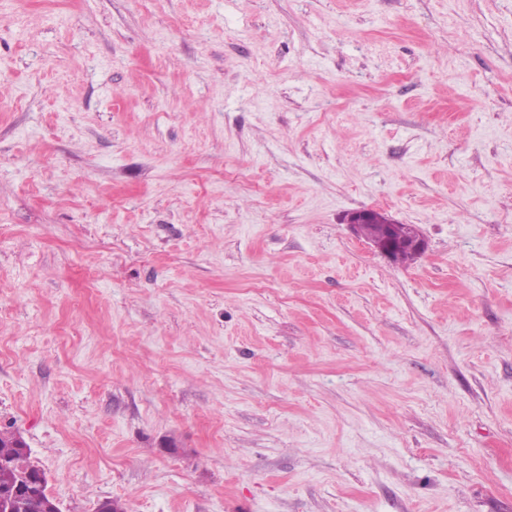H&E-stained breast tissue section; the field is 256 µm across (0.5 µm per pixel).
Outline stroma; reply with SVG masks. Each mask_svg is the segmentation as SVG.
Listing matches in <instances>:
<instances>
[{
    "instance_id": "obj_1",
    "label": "stroma",
    "mask_w": 512,
    "mask_h": 512,
    "mask_svg": "<svg viewBox=\"0 0 512 512\" xmlns=\"http://www.w3.org/2000/svg\"><path fill=\"white\" fill-rule=\"evenodd\" d=\"M0 430L60 512H512V0H0ZM347 222L348 224H351L355 230L358 231L364 224L379 222L378 224L383 226V236L379 239H370L369 241L374 245L380 254L389 259H393V253L396 249V244L393 240L387 238L386 229L389 226L396 224L395 222L391 221L378 210L373 208H364L352 212L348 216ZM360 231L365 237H372L375 235L376 227L372 225H365L361 228Z\"/></svg>"
}]
</instances>
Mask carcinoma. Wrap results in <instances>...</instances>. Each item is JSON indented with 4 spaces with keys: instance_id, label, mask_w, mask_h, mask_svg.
<instances>
[{
    "instance_id": "carcinoma-1",
    "label": "carcinoma",
    "mask_w": 512,
    "mask_h": 512,
    "mask_svg": "<svg viewBox=\"0 0 512 512\" xmlns=\"http://www.w3.org/2000/svg\"><path fill=\"white\" fill-rule=\"evenodd\" d=\"M40 469L30 461V452L20 437L0 431V491L13 499L11 512H52L53 500L38 489Z\"/></svg>"
}]
</instances>
